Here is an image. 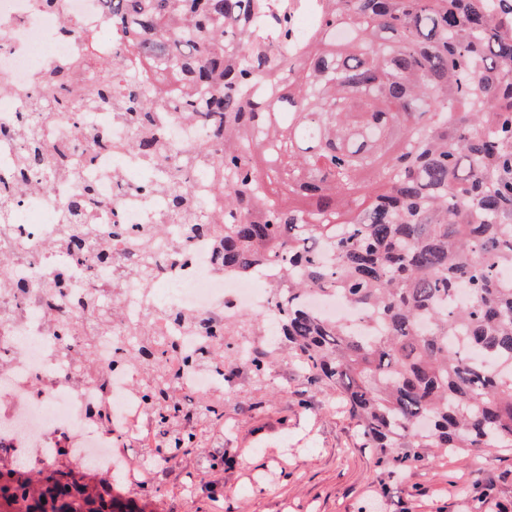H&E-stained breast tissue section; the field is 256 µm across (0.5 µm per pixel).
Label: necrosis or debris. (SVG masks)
<instances>
[{"mask_svg": "<svg viewBox=\"0 0 512 512\" xmlns=\"http://www.w3.org/2000/svg\"><path fill=\"white\" fill-rule=\"evenodd\" d=\"M288 12L298 37L275 47L277 57L300 55L319 27L317 0H289ZM76 29L95 35L91 53L98 58L122 59L126 73L153 79L140 58L125 54L128 32L104 0H0V124L27 115L35 118V137L45 149L76 140L85 147L73 158L79 180L56 179L47 191L29 179L27 190L0 212L8 225L0 277L30 284L22 295L0 290V458H27L36 471L47 464V449L60 448L74 467L105 477L118 470L143 483L147 475L137 455L155 441L140 396L141 368L130 360L135 329L149 322L162 352L158 367L174 398L183 405L204 401L223 393L229 379L186 357L227 345L223 337L196 334L191 319L224 326L253 314L274 321L271 288L279 271L269 265L247 276L224 272L215 263L216 241L186 237L183 224L169 217L164 194L143 190L159 171L129 149L134 128L121 102L89 107L78 124L55 109V93L45 87L49 72L72 71L63 93L80 103L100 79L87 62L91 53L72 35ZM181 102L170 94L160 105L161 144L170 156L212 136L198 117L182 118ZM82 181L98 191L84 223L102 237H110L116 222L130 229L125 239H113L112 267L105 271L57 247L64 202ZM147 233L155 264L146 285L130 270L141 261L138 241ZM95 303L116 307L110 330L100 329ZM63 321L78 327V335L59 336Z\"/></svg>", "mask_w": 512, "mask_h": 512, "instance_id": "1", "label": "necrosis or debris"}]
</instances>
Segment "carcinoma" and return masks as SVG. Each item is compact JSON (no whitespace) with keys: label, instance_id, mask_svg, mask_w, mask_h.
<instances>
[{"label":"carcinoma","instance_id":"cac0c4a2","mask_svg":"<svg viewBox=\"0 0 512 512\" xmlns=\"http://www.w3.org/2000/svg\"><path fill=\"white\" fill-rule=\"evenodd\" d=\"M105 2L159 89L99 60L107 77L95 103L130 100L134 147L157 165L155 103L170 90L222 140L224 218L196 215L185 233L216 238L226 269L279 267L272 341L341 397L378 466L405 470L433 449L511 448L512 279L501 271L512 268V0H321L311 46L267 92L254 91L267 55L247 22L261 9L276 40L295 37L277 0ZM207 150L181 159L177 183H160L171 216L196 210L192 178ZM18 166L48 188L70 161L31 142ZM95 200L87 183L67 209L79 220ZM59 247L93 253L101 269L112 261V240L88 224ZM312 290L343 295L362 325L311 313ZM138 335L157 452L175 459L207 421H224V399L179 425L186 410L154 367L149 329ZM273 353L254 350V378L265 379ZM2 474L0 512H138L60 456L37 488L20 464L0 462Z\"/></svg>","mask_w":512,"mask_h":512}]
</instances>
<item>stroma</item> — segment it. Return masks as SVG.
Segmentation results:
<instances>
[{
	"instance_id": "1",
	"label": "stroma",
	"mask_w": 512,
	"mask_h": 512,
	"mask_svg": "<svg viewBox=\"0 0 512 512\" xmlns=\"http://www.w3.org/2000/svg\"><path fill=\"white\" fill-rule=\"evenodd\" d=\"M234 376L223 427L180 475L155 491L129 486L151 512H477L486 488L512 502V448L382 472L341 398L304 378L288 351L270 359L264 382ZM221 450L232 460L219 473L207 460ZM474 475L479 489L460 498L456 483Z\"/></svg>"
}]
</instances>
